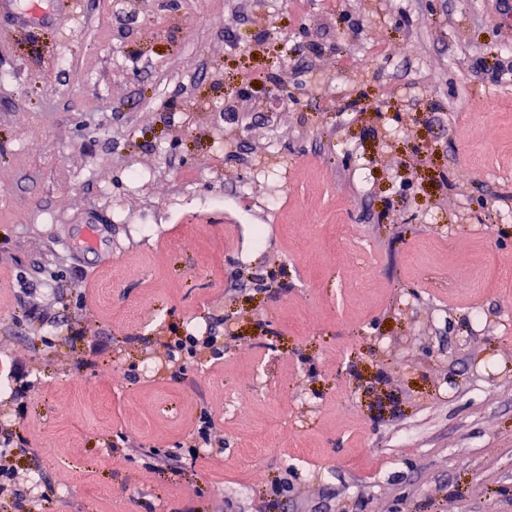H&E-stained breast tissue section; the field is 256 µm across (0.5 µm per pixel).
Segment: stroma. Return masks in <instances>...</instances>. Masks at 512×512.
Listing matches in <instances>:
<instances>
[{"label": "stroma", "mask_w": 512, "mask_h": 512, "mask_svg": "<svg viewBox=\"0 0 512 512\" xmlns=\"http://www.w3.org/2000/svg\"><path fill=\"white\" fill-rule=\"evenodd\" d=\"M510 54L499 0H13L0 384L29 365L12 463L49 512H512V74L475 71ZM210 325L171 379L172 329ZM204 403L199 498L110 445L173 447Z\"/></svg>", "instance_id": "stroma-1"}]
</instances>
